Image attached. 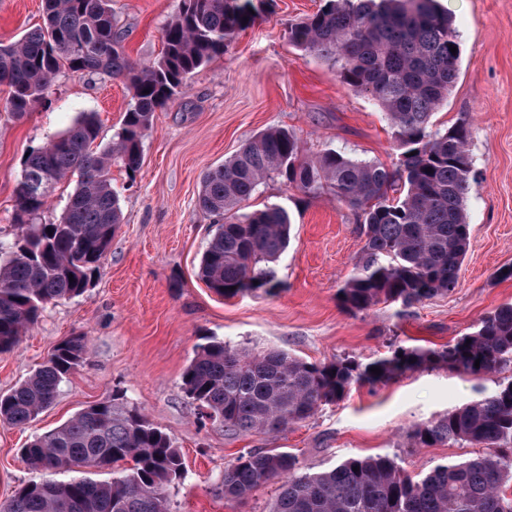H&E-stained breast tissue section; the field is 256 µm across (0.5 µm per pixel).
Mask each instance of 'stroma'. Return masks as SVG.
Masks as SVG:
<instances>
[{
    "label": "stroma",
    "instance_id": "1",
    "mask_svg": "<svg viewBox=\"0 0 512 512\" xmlns=\"http://www.w3.org/2000/svg\"><path fill=\"white\" fill-rule=\"evenodd\" d=\"M180 0H112L136 61L156 59L162 27ZM460 34V74L433 117L446 127L466 121L475 181L466 202L469 248L452 292L405 307L380 304L346 312L337 291L353 269L363 236L356 213L327 194L307 196L267 180L252 208L285 207L291 242L275 269L280 283L262 292L220 297L199 279L202 254L216 229L197 200L203 175L258 132L293 131L309 158L336 149L393 166L398 158L379 106L345 88L324 60L301 55L288 27L317 12L322 0H274L238 34L224 56L200 68L183 94L155 113L135 175L112 169L123 222L93 286L46 305L12 350L0 352V393L26 379L64 338L82 334L88 356L55 403L24 426L0 423V503L41 480L22 450L85 407L112 398L136 406L181 451L186 477L170 488L173 512H270L278 485L248 499L225 500L218 486L248 448H277L318 472L350 456L388 455L411 475L469 456L468 448H414L410 429L495 391L512 371L466 376L445 368L411 372L342 401L274 435H233L200 414L182 388L197 344L214 336L256 351L281 349L310 362L352 357L367 362L397 347L437 348L471 332L512 304V0H439ZM42 0H0V42L18 40L42 21ZM130 102L118 80L61 73L45 102L23 120L8 117L0 91V242L11 243L15 188L22 162L69 128L79 113H97L102 141L119 129Z\"/></svg>",
    "mask_w": 512,
    "mask_h": 512
}]
</instances>
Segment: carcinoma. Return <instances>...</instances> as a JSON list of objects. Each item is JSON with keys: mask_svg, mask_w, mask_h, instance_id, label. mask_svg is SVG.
<instances>
[{"mask_svg": "<svg viewBox=\"0 0 512 512\" xmlns=\"http://www.w3.org/2000/svg\"><path fill=\"white\" fill-rule=\"evenodd\" d=\"M272 2L180 0L163 26L159 58L148 63L125 53L112 0H45L42 24L0 43V87L8 89L6 110L17 120L64 70L119 79L131 95L112 141L97 143L98 114L83 112L23 161L13 214L20 233L0 246V352L19 344L47 304L88 290L122 224L112 166L140 169L155 112L182 93L198 69L224 55ZM288 41L335 67L348 89L377 102L398 162L389 169L336 150L309 160L286 129L256 134L203 176L198 205L224 223L208 242L198 276L225 298L280 287L275 265L291 239L289 213L278 205L246 211L260 185L278 177L306 195L328 190L358 214L364 243L338 290L348 312L380 303L410 307L452 291L469 246L473 162L466 122L446 128L432 122L459 76L460 53L450 51L460 47L459 32L448 13L436 0H325L288 27ZM68 177L75 187L60 220L38 223L56 185ZM86 354L83 335L59 342L29 377L0 394V423L25 425L49 408ZM511 365L512 305H505L442 348L400 349L368 363L348 357L309 362L283 350L251 353L210 337L198 346L182 385L202 415L225 431L275 435L356 386L373 388L428 368L479 376ZM408 437L416 448L480 452L417 478L387 455L351 456L308 472L287 451L249 448L224 469L220 489L239 501L277 480L272 512H512V380L413 426ZM22 452L44 478L15 490L0 512H171L168 491L185 474L172 439L136 407L113 399L86 407ZM109 465L116 473L110 481L75 475ZM65 473L70 477L57 479Z\"/></svg>", "mask_w": 512, "mask_h": 512, "instance_id": "1", "label": "carcinoma"}]
</instances>
